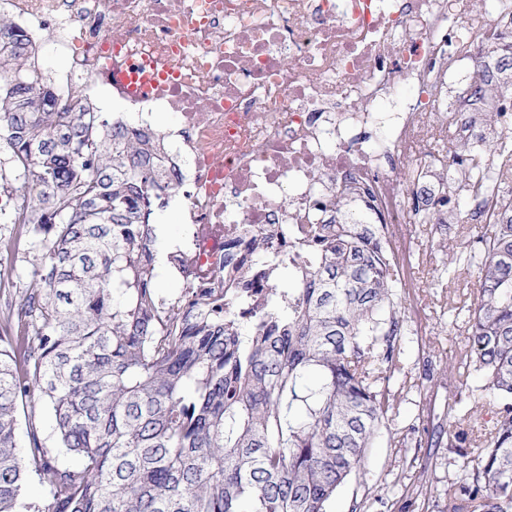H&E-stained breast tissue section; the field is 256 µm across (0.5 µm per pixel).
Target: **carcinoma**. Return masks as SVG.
<instances>
[{
  "instance_id": "carcinoma-1",
  "label": "carcinoma",
  "mask_w": 512,
  "mask_h": 512,
  "mask_svg": "<svg viewBox=\"0 0 512 512\" xmlns=\"http://www.w3.org/2000/svg\"><path fill=\"white\" fill-rule=\"evenodd\" d=\"M29 46L0 15V198L15 200L0 223L35 257L0 308V512H328L396 407L399 280L376 225L343 199L318 248L254 237L237 281L160 298L152 218L182 188L164 139L33 85ZM469 87L512 99L478 68ZM498 149V168L468 169L490 221L467 257L464 349L496 421L448 431L466 474L448 512H512V136ZM43 405L71 466L32 424L18 446L21 414Z\"/></svg>"
}]
</instances>
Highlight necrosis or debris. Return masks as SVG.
<instances>
[{
    "mask_svg": "<svg viewBox=\"0 0 512 512\" xmlns=\"http://www.w3.org/2000/svg\"><path fill=\"white\" fill-rule=\"evenodd\" d=\"M30 37L47 31L71 65L62 87L158 73L144 95L120 90L148 128L179 113L170 142L192 226L185 281L222 274L238 229L277 249L314 246L342 192L354 189L395 260L409 243L422 185L431 222L447 221L448 171L437 153L472 136L448 80L479 48L512 36V11L470 0H0Z\"/></svg>",
    "mask_w": 512,
    "mask_h": 512,
    "instance_id": "1",
    "label": "necrosis or debris"
}]
</instances>
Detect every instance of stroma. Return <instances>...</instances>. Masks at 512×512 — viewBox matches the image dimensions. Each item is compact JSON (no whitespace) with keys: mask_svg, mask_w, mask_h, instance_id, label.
Here are the masks:
<instances>
[{"mask_svg":"<svg viewBox=\"0 0 512 512\" xmlns=\"http://www.w3.org/2000/svg\"><path fill=\"white\" fill-rule=\"evenodd\" d=\"M158 253L188 249L184 200H175L158 219ZM410 258L399 289L404 319L398 368L389 381L397 410L368 449L363 476L337 493L330 512H349L354 500L368 512H448V487L460 481L462 459L448 447V430L470 415L492 421L479 373L459 389L458 355L467 342L468 310L477 274L465 257L476 240L470 224H410ZM455 263L462 274L445 282L443 270Z\"/></svg>","mask_w":512,"mask_h":512,"instance_id":"stroma-1","label":"stroma"}]
</instances>
